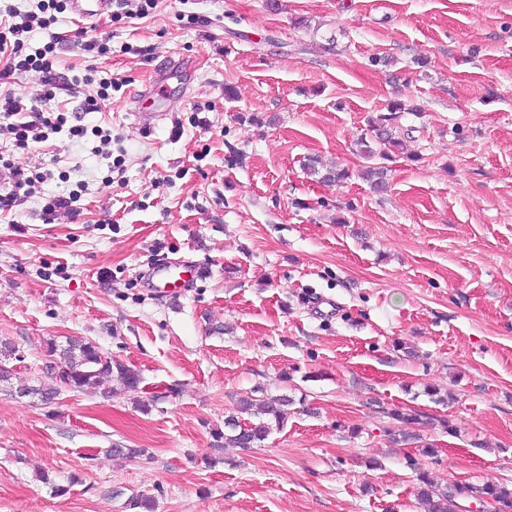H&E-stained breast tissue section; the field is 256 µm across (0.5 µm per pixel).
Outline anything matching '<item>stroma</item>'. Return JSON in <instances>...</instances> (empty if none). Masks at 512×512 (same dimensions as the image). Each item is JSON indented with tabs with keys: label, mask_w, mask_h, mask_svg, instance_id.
<instances>
[{
	"label": "stroma",
	"mask_w": 512,
	"mask_h": 512,
	"mask_svg": "<svg viewBox=\"0 0 512 512\" xmlns=\"http://www.w3.org/2000/svg\"><path fill=\"white\" fill-rule=\"evenodd\" d=\"M109 40L57 68L118 84L87 128L0 154L51 170L0 213V512H422L416 472L439 485H512V0H158L144 18L49 32ZM193 73L152 86L156 66ZM144 107L166 113L152 129ZM7 90L69 112L37 73ZM416 104L372 192L357 141L390 101ZM351 176L323 183L306 158ZM111 176V187L101 180ZM79 190L78 219L39 218ZM204 274L168 293L155 268ZM331 305L318 309L313 295ZM224 333H217V326ZM96 342L139 371L138 390H61L48 340ZM290 400L261 446L214 433L254 388ZM414 410L396 442L389 410ZM143 449L121 461L106 448ZM431 446L435 455L423 453Z\"/></svg>",
	"instance_id": "obj_1"
}]
</instances>
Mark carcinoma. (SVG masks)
Wrapping results in <instances>:
<instances>
[{
  "instance_id": "obj_1",
  "label": "carcinoma",
  "mask_w": 512,
  "mask_h": 512,
  "mask_svg": "<svg viewBox=\"0 0 512 512\" xmlns=\"http://www.w3.org/2000/svg\"><path fill=\"white\" fill-rule=\"evenodd\" d=\"M406 111L405 105L393 101L388 105V114L379 115L368 120L374 139L364 138L358 142L359 154L372 161L376 158L387 160L390 152L398 149L400 138L392 125L396 115ZM318 161L308 159L303 164L309 175H320L323 182L341 181L349 178V171L342 168H326L319 173ZM363 177L369 182L374 192L381 194L387 191V167L373 164L366 167ZM54 363L63 369L57 381L73 391H83L92 385L103 382L111 383L105 395L110 397L135 391L141 384L138 371L106 355L90 340L70 339L66 345H58L51 341L47 344ZM18 394L32 395L47 405L53 403L58 394L55 387L42 385H24ZM290 400L286 396L264 395L262 397L247 396L237 401L232 414L224 418V432H215L218 439L224 440V446L232 448H252L263 442L273 429L281 428L287 416L286 407ZM418 488L416 496L424 512H449L448 504L455 503L475 492L480 493L494 504L496 512H512V488L503 484L488 483L480 488L452 481L443 489L435 486L425 471L417 472Z\"/></svg>"
}]
</instances>
